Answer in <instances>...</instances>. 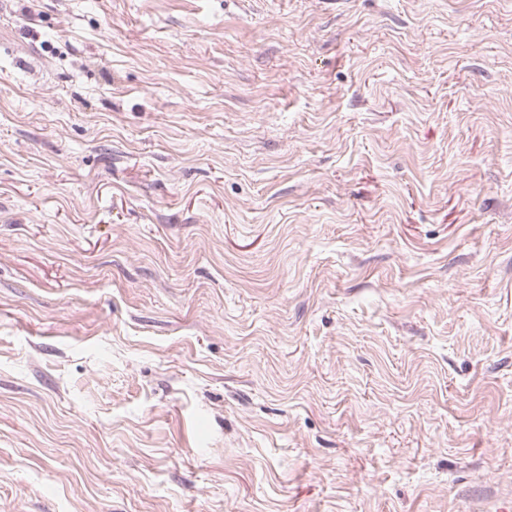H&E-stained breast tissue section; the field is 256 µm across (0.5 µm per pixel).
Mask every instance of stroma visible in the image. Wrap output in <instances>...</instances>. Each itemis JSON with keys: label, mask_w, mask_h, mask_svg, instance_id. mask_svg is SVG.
<instances>
[{"label": "stroma", "mask_w": 512, "mask_h": 512, "mask_svg": "<svg viewBox=\"0 0 512 512\" xmlns=\"http://www.w3.org/2000/svg\"><path fill=\"white\" fill-rule=\"evenodd\" d=\"M0 512H512V0H0Z\"/></svg>", "instance_id": "35a3bbf8"}]
</instances>
